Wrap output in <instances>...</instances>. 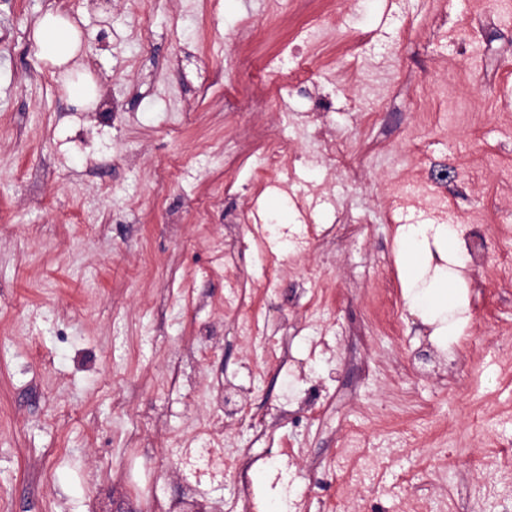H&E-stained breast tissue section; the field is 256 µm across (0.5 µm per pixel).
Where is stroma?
Here are the masks:
<instances>
[{
	"instance_id": "stroma-1",
	"label": "stroma",
	"mask_w": 512,
	"mask_h": 512,
	"mask_svg": "<svg viewBox=\"0 0 512 512\" xmlns=\"http://www.w3.org/2000/svg\"><path fill=\"white\" fill-rule=\"evenodd\" d=\"M471 2L0 0V512H229L232 478L181 466L220 379L265 416L264 440L229 430L259 457L255 512H276L285 494L333 497L332 471L310 478L263 458L283 434L265 412L292 397L293 376L257 357L240 328L250 318L289 337L298 359L315 334L329 341L311 377L335 398L298 435L303 458L336 454L347 418L381 440L375 405L435 418L419 449H389L359 487L373 512H401L394 483L407 471L436 512H512L476 493L512 444V274L465 270L471 321L452 344L407 305L400 336L373 317L384 286L404 295L399 227L428 221L390 206V180L444 197L447 224L483 209L492 252L512 249L501 215L512 207V21ZM53 6L80 40L62 70L34 40ZM326 14L329 34L308 41ZM302 44L316 64L307 95L248 113L251 84L285 82ZM62 72L93 83L96 101L68 94ZM321 100L348 166L317 152L308 114ZM251 125L302 151L290 192H256L265 157ZM314 181L326 191L312 204L302 194ZM277 209L291 224L338 225L342 240L268 264L226 213ZM219 262L238 269L253 309L225 310ZM325 288L341 301L308 306Z\"/></svg>"
}]
</instances>
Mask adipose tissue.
<instances>
[{"label": "adipose tissue", "mask_w": 512, "mask_h": 512, "mask_svg": "<svg viewBox=\"0 0 512 512\" xmlns=\"http://www.w3.org/2000/svg\"><path fill=\"white\" fill-rule=\"evenodd\" d=\"M34 38L43 59L62 66L79 48L78 31L68 19L51 13L41 17ZM407 304L435 324L436 335L452 340L462 335L466 318L458 314L462 306L455 278L446 271L428 274L430 248H437L441 260H452L465 267L466 257L458 246L456 230L448 224H406L398 230Z\"/></svg>", "instance_id": "1"}]
</instances>
